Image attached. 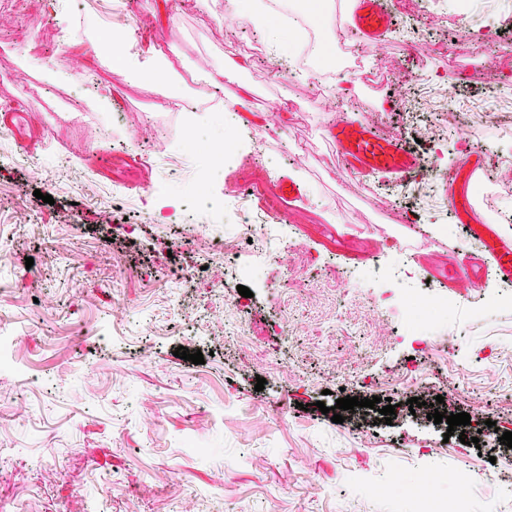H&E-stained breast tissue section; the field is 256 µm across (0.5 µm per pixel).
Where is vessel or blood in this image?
<instances>
[{"mask_svg":"<svg viewBox=\"0 0 512 512\" xmlns=\"http://www.w3.org/2000/svg\"><path fill=\"white\" fill-rule=\"evenodd\" d=\"M347 22L366 43L376 44L391 26V12L386 0H349ZM329 141L343 168L357 177L385 173L405 178L418 166L417 158L401 149L396 139L379 135L366 122H336L329 130ZM483 171L481 158L466 159L445 185L459 221L469 225L480 243L479 250L465 262L453 263L449 273L452 281L469 288L482 287L483 270L490 263L500 276L512 279V241L483 219L470 201L472 184Z\"/></svg>","mask_w":512,"mask_h":512,"instance_id":"b4317fda","label":"vessel or blood"}]
</instances>
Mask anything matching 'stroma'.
Listing matches in <instances>:
<instances>
[{"mask_svg": "<svg viewBox=\"0 0 512 512\" xmlns=\"http://www.w3.org/2000/svg\"><path fill=\"white\" fill-rule=\"evenodd\" d=\"M225 0H0V98H30L76 85L70 54L96 75L70 112H32L0 136V501L21 512H86L110 487V512H416L415 484L435 474L438 493L463 512H512V483L488 479L503 451L491 430L512 432V310L473 321L484 289L450 288L444 266L465 258L468 238L443 180L397 195V180L345 174L327 132L356 118L398 137L413 153L438 139L441 167L461 153L448 146L441 116L462 114L474 149L488 161L480 187L512 178V0H476L456 28L452 0H389L392 28L379 46L348 34L349 51L386 76L337 96L342 75L273 67L258 49L263 33L245 16L226 18ZM131 18L124 64H114L81 30ZM489 32L479 55L448 69V45ZM165 82L133 70L156 59ZM233 80L210 85L230 63ZM241 99L244 148L209 180L227 209L199 228L173 224L172 202L202 175L203 161L179 153L187 130L224 136V103ZM392 99V109L381 103ZM157 121L160 136L134 141ZM27 137L41 139L26 150ZM65 158L66 173L52 161ZM301 191L287 205L264 196L280 178ZM51 195L36 205L34 191ZM248 207L291 248L274 258L240 241L230 267H252L222 303L211 292L203 235L238 233L234 211ZM452 224L448 238L432 227ZM404 252L433 290L451 293L459 311L448 340L427 356L401 333L386 286L366 276L374 260ZM33 266H26V258ZM191 271L188 280L177 270ZM194 337L204 361L175 357ZM434 373L444 410H485L467 442L447 423L412 415L417 374ZM263 391H255L257 378ZM391 398V423L378 412L328 408L342 395ZM478 444H471V437ZM401 472L395 499L360 493L362 484Z\"/></svg>", "mask_w": 512, "mask_h": 512, "instance_id": "obj_1", "label": "stroma"}]
</instances>
